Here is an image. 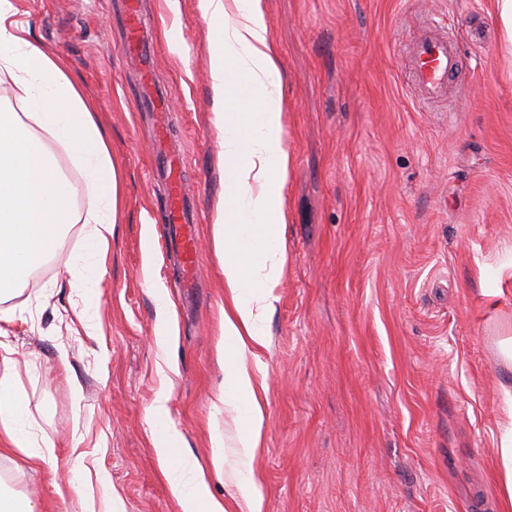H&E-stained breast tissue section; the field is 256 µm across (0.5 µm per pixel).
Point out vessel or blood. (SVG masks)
I'll return each instance as SVG.
<instances>
[{
    "label": "vessel or blood",
    "mask_w": 512,
    "mask_h": 512,
    "mask_svg": "<svg viewBox=\"0 0 512 512\" xmlns=\"http://www.w3.org/2000/svg\"><path fill=\"white\" fill-rule=\"evenodd\" d=\"M142 21L136 9H129L127 15L128 38L125 51L137 57L143 69H151L153 53L151 46L140 35ZM411 73L415 84L430 100L448 93V81L458 65V48L440 27H432L430 33L417 39L409 52ZM155 166L162 170L169 180L167 199L168 232L177 239L183 275L181 287L193 288L198 284V234L196 213L181 192L180 180L182 163L177 156L164 150H157Z\"/></svg>",
    "instance_id": "vessel-or-blood-1"
}]
</instances>
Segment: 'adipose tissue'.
I'll return each mask as SVG.
<instances>
[{
    "instance_id": "ef3b65f1",
    "label": "adipose tissue",
    "mask_w": 512,
    "mask_h": 512,
    "mask_svg": "<svg viewBox=\"0 0 512 512\" xmlns=\"http://www.w3.org/2000/svg\"><path fill=\"white\" fill-rule=\"evenodd\" d=\"M211 31L210 72L220 112L214 116L222 144L224 177L212 224V241L224 275V393L219 401L239 414L235 455L244 471L231 502L265 512L254 469L263 438L257 380L260 353L268 348L267 318L286 262L283 193L293 160L283 141L278 49L265 0H199ZM11 0H0V86L27 108L38 127L25 131L14 111L0 109V299L15 295L31 274L55 255L73 217L71 188L48 150L56 142L84 170L83 210L92 250L103 255L117 222L120 179L95 112L51 49L32 43L14 21ZM15 350L0 341V442L31 465L51 449L30 434L32 415L15 386ZM167 395L147 410L151 439L166 462L165 476L182 512H230L214 499L206 473L182 456L178 432L165 423ZM499 512H512V397H507L495 443Z\"/></svg>"
}]
</instances>
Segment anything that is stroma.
I'll return each instance as SVG.
<instances>
[{"label":"stroma","instance_id":"1","mask_svg":"<svg viewBox=\"0 0 512 512\" xmlns=\"http://www.w3.org/2000/svg\"><path fill=\"white\" fill-rule=\"evenodd\" d=\"M29 39L53 49L96 112L121 178L112 241L93 291L67 260L92 264L83 173L49 149L76 219L57 257L0 302L18 350L16 385L53 463L0 454V480L36 512H181L146 410L168 394L182 452L210 467L218 408L224 282L212 224L224 161L198 0H139L155 43L153 89L171 103L167 147L199 213L191 305L166 240L167 181L153 167L141 70L123 53L128 0H11ZM280 52L287 262L267 321L269 386L257 456L266 512H498L494 440L512 370V49L496 0H265ZM439 16L460 67L446 99L424 100L412 41ZM153 250H146L144 226ZM174 304L157 342V291ZM85 312L78 321L77 312ZM67 352L60 366L59 352ZM81 385L74 397L73 385ZM83 468L70 474L72 446Z\"/></svg>","mask_w":512,"mask_h":512}]
</instances>
